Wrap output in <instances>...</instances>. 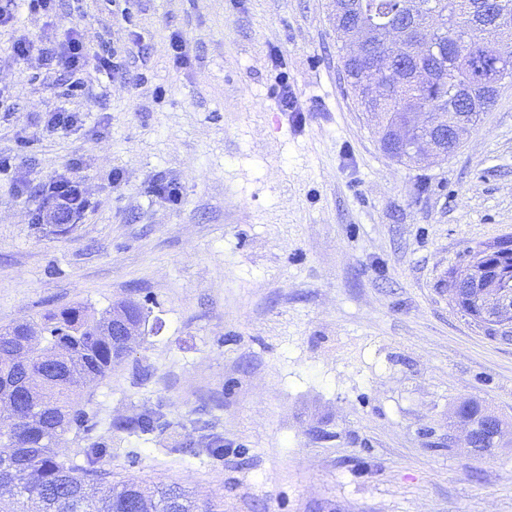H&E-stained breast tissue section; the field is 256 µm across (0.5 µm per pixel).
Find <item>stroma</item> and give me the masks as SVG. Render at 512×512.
I'll return each mask as SVG.
<instances>
[{"label":"stroma","instance_id":"35a3bbf8","mask_svg":"<svg viewBox=\"0 0 512 512\" xmlns=\"http://www.w3.org/2000/svg\"><path fill=\"white\" fill-rule=\"evenodd\" d=\"M129 7L60 0L47 17L0 0V327L74 303L148 311L147 335L78 396L88 431L62 453L101 442L113 480L178 484L218 512H512V435L477 456L448 428L463 400L512 425V341L444 286L467 248L512 237V83L453 154L404 164L346 80L331 0ZM76 24L94 49L130 48L127 80L69 95L12 54ZM284 82L298 114L278 109ZM58 109L81 123L44 130ZM70 171L90 208L63 232L36 223L39 189ZM145 412L166 431H117Z\"/></svg>","mask_w":512,"mask_h":512}]
</instances>
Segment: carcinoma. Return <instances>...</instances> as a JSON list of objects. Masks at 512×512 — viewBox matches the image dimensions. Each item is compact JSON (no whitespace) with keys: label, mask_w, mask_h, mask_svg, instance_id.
<instances>
[{"label":"carcinoma","mask_w":512,"mask_h":512,"mask_svg":"<svg viewBox=\"0 0 512 512\" xmlns=\"http://www.w3.org/2000/svg\"><path fill=\"white\" fill-rule=\"evenodd\" d=\"M484 0H350V7L373 29L409 19L414 29L434 27L431 45L417 58L400 60L404 72L426 70L432 81L417 86L408 79L402 87L370 104L360 96L361 72L382 56L372 46L362 59H346L345 72L363 111L367 112L378 142L392 139L413 112H451V95L463 98L472 132L490 111L497 95L495 84L512 82V25L500 26L483 11ZM469 31V51L460 56L451 36ZM407 139L390 158L417 164L426 159L413 151ZM485 255L489 283L497 284L499 266L512 268V240L486 244L475 250ZM448 295L457 310L469 316L473 292L448 269ZM136 325L146 321L142 304L126 299ZM112 309L97 310L75 303L48 311L38 318L0 330V512H214L195 505L178 485L148 490L137 482L112 483V471L103 460L107 449L92 441L81 459L60 452L62 436L87 428L86 411L73 395L82 385L107 377L112 363L129 352L124 337L112 335ZM458 422L479 425L470 431L468 445L483 452L496 448L504 436V422L489 408L466 401L457 408ZM167 423L159 413H145L117 426L129 434L162 432Z\"/></svg>","instance_id":"1"}]
</instances>
